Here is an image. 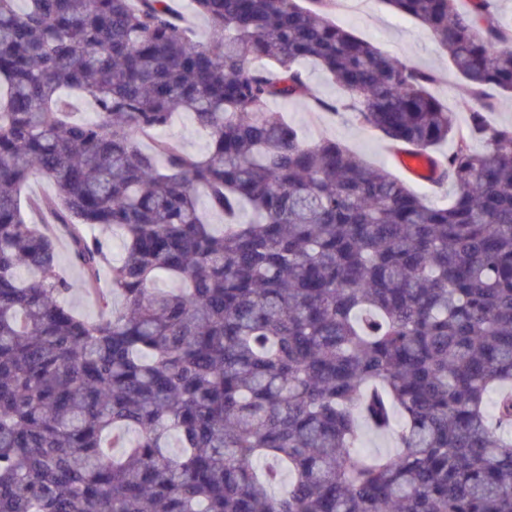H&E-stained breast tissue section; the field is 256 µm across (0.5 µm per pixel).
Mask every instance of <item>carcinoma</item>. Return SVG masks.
<instances>
[{
    "label": "carcinoma",
    "mask_w": 512,
    "mask_h": 512,
    "mask_svg": "<svg viewBox=\"0 0 512 512\" xmlns=\"http://www.w3.org/2000/svg\"><path fill=\"white\" fill-rule=\"evenodd\" d=\"M190 2L205 40L171 0H0V512H512L496 0H381L465 81L464 127L434 74L333 22L335 0ZM301 99L396 152L453 139L428 178L452 203L304 141L270 108ZM177 112L205 154L165 134ZM33 176L56 194L24 206ZM56 226L94 319L69 302ZM365 428L395 449L364 452ZM305 70L311 84L321 97L334 99L340 96V91L337 89L336 85L332 83L329 77L319 67L308 63L305 65Z\"/></svg>",
    "instance_id": "cac0c4a2"
}]
</instances>
